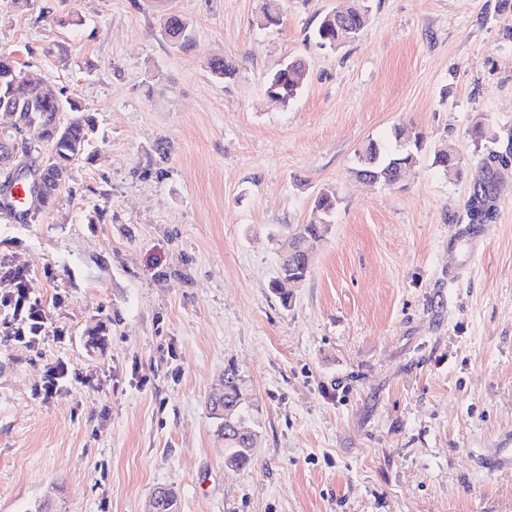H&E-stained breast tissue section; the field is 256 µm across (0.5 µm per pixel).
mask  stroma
I'll list each match as a JSON object with an SVG mask.
<instances>
[{
    "mask_svg": "<svg viewBox=\"0 0 512 512\" xmlns=\"http://www.w3.org/2000/svg\"><path fill=\"white\" fill-rule=\"evenodd\" d=\"M262 4L171 0L182 47L150 0H0V52L97 122L73 197L0 215V261L68 335L0 341V512H148L161 485L180 512H512V0H368L336 50L312 33L347 0H287L268 29ZM292 59L284 107L265 83ZM397 126L418 163L353 177ZM490 176L496 217L465 234ZM325 187L330 232L283 307L269 231L313 221ZM59 354L92 380L41 402ZM230 364L261 406L241 470L207 408ZM306 81V66L301 60H289L271 73L266 82V94L277 103L288 106L302 93Z\"/></svg>",
    "mask_w": 512,
    "mask_h": 512,
    "instance_id": "35a3bbf8",
    "label": "stroma"
}]
</instances>
